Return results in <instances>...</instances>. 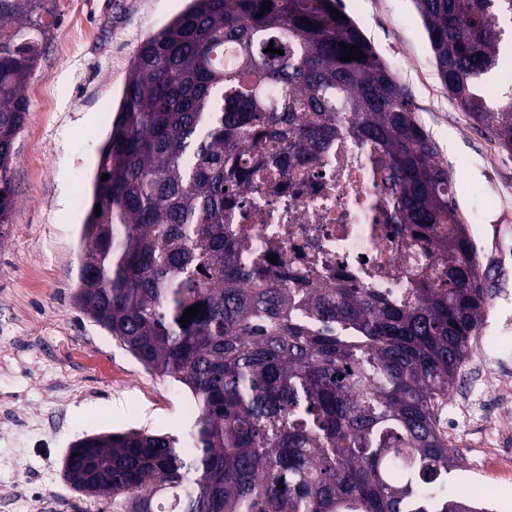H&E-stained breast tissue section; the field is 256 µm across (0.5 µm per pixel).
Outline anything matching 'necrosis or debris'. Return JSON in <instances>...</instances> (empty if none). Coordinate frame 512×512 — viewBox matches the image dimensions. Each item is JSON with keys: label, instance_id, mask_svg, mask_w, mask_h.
Listing matches in <instances>:
<instances>
[{"label": "necrosis or debris", "instance_id": "4bbe7bcc", "mask_svg": "<svg viewBox=\"0 0 512 512\" xmlns=\"http://www.w3.org/2000/svg\"><path fill=\"white\" fill-rule=\"evenodd\" d=\"M380 155L344 136L316 160L297 159L288 176L259 168L257 190L224 213L225 229L245 243L243 259L272 273L308 270L321 283L343 278L405 296L417 268L435 257L399 224Z\"/></svg>", "mask_w": 512, "mask_h": 512}]
</instances>
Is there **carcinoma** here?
Listing matches in <instances>:
<instances>
[{
  "mask_svg": "<svg viewBox=\"0 0 512 512\" xmlns=\"http://www.w3.org/2000/svg\"><path fill=\"white\" fill-rule=\"evenodd\" d=\"M57 0H0V238L14 205L24 88ZM271 3L270 8L263 5ZM439 79L512 153V0H415ZM339 17H333L331 10ZM283 54L264 52L268 45ZM363 57L340 60L341 45ZM229 49L231 62L220 63ZM372 141L399 223L436 254L405 300L240 259L224 208L278 162ZM342 0H191L141 44L100 150L74 303L194 399L179 437L103 432L64 479L112 512H477L448 495L440 416L483 325L487 289L454 174ZM108 179H102L103 175ZM198 315L180 323L184 311Z\"/></svg>",
  "mask_w": 512,
  "mask_h": 512,
  "instance_id": "obj_1",
  "label": "carcinoma"
}]
</instances>
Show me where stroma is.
I'll use <instances>...</instances> for the list:
<instances>
[{"label":"stroma","mask_w":512,"mask_h":512,"mask_svg":"<svg viewBox=\"0 0 512 512\" xmlns=\"http://www.w3.org/2000/svg\"><path fill=\"white\" fill-rule=\"evenodd\" d=\"M353 19H374L365 34L387 62L401 56L398 81L455 177L462 213L485 183H512V165L492 164L491 135L475 124L440 83L424 24L413 0H344ZM187 0H58L60 21L25 94L26 124L15 147V204L0 240V512H112L108 497L88 498L63 479L68 448L84 435L146 429L184 435L193 417L190 394L152 374L78 309L72 295L83 254L82 227L100 149L112 123L132 60L143 40L180 13ZM479 242L489 290L481 335L512 356V204L484 201ZM455 399L475 405L456 415L460 467L448 490L496 487L487 512H512V472L478 469L471 443L500 423L492 384L475 362L461 370Z\"/></svg>","instance_id":"obj_1"}]
</instances>
